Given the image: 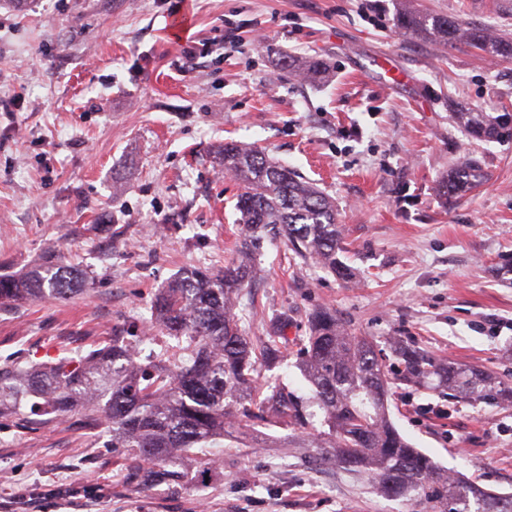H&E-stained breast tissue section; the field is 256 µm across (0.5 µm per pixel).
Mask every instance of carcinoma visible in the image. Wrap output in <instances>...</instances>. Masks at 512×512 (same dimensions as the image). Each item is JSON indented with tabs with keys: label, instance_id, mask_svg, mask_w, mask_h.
I'll return each mask as SVG.
<instances>
[{
	"label": "carcinoma",
	"instance_id": "cac0c4a2",
	"mask_svg": "<svg viewBox=\"0 0 512 512\" xmlns=\"http://www.w3.org/2000/svg\"><path fill=\"white\" fill-rule=\"evenodd\" d=\"M400 32L417 33L448 48L463 44L488 56L512 59V38L456 17L404 7ZM325 71L312 58L298 75ZM454 122L483 141L512 137L509 112H454ZM222 168L241 186L236 209L241 236L237 256L224 268L193 269L174 280L152 304L155 324L172 339L186 340V357L144 365L122 336L79 348L48 369L29 372L0 366V416L56 417L81 402L112 431V447L141 480L175 483L180 461L193 448L230 436L229 429L260 416L304 429L313 414L300 397L274 382L258 381V368L280 358L274 340L246 336L233 303L253 277L252 256L266 238L282 241L302 260L315 259L336 276L353 270L343 252L336 206L311 182L255 146L235 141L219 151ZM481 164L465 158L437 182V195L453 204L485 181ZM84 277L47 261L21 274H0V304L45 296L64 299L81 290ZM300 367L312 391L310 404L324 414L330 432L319 459L363 473L379 492L410 503L411 512H512V495L481 488L460 475L440 472L413 447L388 415L390 381L445 387L464 401L512 403V383L495 382L477 369L437 360L418 346L398 345L387 362L367 336L345 328L329 308L314 311L299 349Z\"/></svg>",
	"mask_w": 512,
	"mask_h": 512
}]
</instances>
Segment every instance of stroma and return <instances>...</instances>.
<instances>
[{"instance_id": "obj_1", "label": "stroma", "mask_w": 512, "mask_h": 512, "mask_svg": "<svg viewBox=\"0 0 512 512\" xmlns=\"http://www.w3.org/2000/svg\"><path fill=\"white\" fill-rule=\"evenodd\" d=\"M402 0H0V271L44 260L83 291L0 309V364L30 367L150 330L155 297L191 268H222L241 232L239 184L216 155L257 146L336 204L352 279L264 243L237 314L249 336L287 319L260 377L309 395L296 351L309 314L336 311L380 349L404 341L512 380V138L457 129L465 109L512 113V60L398 32ZM512 35V0H415ZM192 47L194 59L183 50ZM316 56L326 79L301 82ZM483 186L434 194L464 157ZM391 421L446 473L512 493V406L393 389ZM325 432L241 423L237 446L185 456L183 482L142 486L84 408L0 417V512H401L365 476L320 461ZM216 457L218 466L203 462Z\"/></svg>"}]
</instances>
